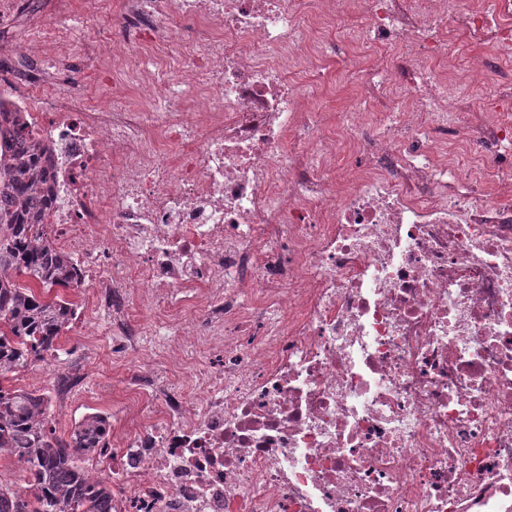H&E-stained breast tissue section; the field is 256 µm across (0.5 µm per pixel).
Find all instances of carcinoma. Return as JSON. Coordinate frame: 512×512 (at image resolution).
I'll return each mask as SVG.
<instances>
[{
  "label": "carcinoma",
  "mask_w": 512,
  "mask_h": 512,
  "mask_svg": "<svg viewBox=\"0 0 512 512\" xmlns=\"http://www.w3.org/2000/svg\"><path fill=\"white\" fill-rule=\"evenodd\" d=\"M42 160L50 161L49 148L28 138L19 117L0 112V455L23 472L11 485L0 482V512H112L111 479H93L80 465L108 447V416L84 417L63 439L45 394L3 384L56 354L73 319V304L19 283L25 277L44 289L68 288L78 278L74 260L47 232L49 190L32 191L44 181Z\"/></svg>",
  "instance_id": "obj_1"
}]
</instances>
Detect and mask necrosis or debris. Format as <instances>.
I'll return each mask as SVG.
<instances>
[{"label":"necrosis or debris","mask_w":512,"mask_h":512,"mask_svg":"<svg viewBox=\"0 0 512 512\" xmlns=\"http://www.w3.org/2000/svg\"><path fill=\"white\" fill-rule=\"evenodd\" d=\"M54 2L0 112L51 150L82 301L151 356L112 512H512V0H83L120 16L107 112Z\"/></svg>","instance_id":"4bbe7bcc"}]
</instances>
